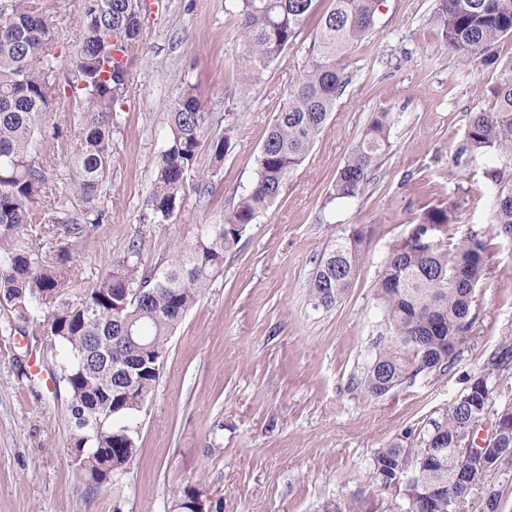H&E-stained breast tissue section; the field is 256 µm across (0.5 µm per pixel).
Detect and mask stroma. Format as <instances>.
<instances>
[{"instance_id": "obj_1", "label": "stroma", "mask_w": 512, "mask_h": 512, "mask_svg": "<svg viewBox=\"0 0 512 512\" xmlns=\"http://www.w3.org/2000/svg\"><path fill=\"white\" fill-rule=\"evenodd\" d=\"M128 87L112 133V170L97 205L105 218L80 239L75 276L101 281L114 262L165 263L205 224L222 222L253 186L257 158L289 85L308 59L307 25L260 82L243 83L234 0H143ZM61 68L71 66L81 0H55ZM436 0H382L373 33L344 58L347 83L306 161L269 210L224 256L222 274L168 343L155 393L130 421L140 452L108 483L67 455V393L33 339L0 312V512H173V494L200 489L222 512H322L347 502L374 454L418 444L492 352L512 346V239L489 222L512 162L463 151L471 113L490 109L498 72L459 64L432 17ZM195 87L206 136L229 133L205 193L187 188L170 223L148 198L169 133L170 103ZM393 113L391 146L352 198L332 187L373 113ZM502 172L501 182L486 176ZM457 201L448 235L486 240V277L452 368L419 374L364 399L358 379L385 332L375 283L392 246L430 206ZM363 234V261L343 299L316 307L310 281L337 235ZM137 254H130V244ZM35 370L34 379L19 368Z\"/></svg>"}]
</instances>
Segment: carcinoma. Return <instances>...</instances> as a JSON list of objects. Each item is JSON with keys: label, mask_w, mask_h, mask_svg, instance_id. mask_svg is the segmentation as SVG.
I'll return each mask as SVG.
<instances>
[{"label": "carcinoma", "mask_w": 512, "mask_h": 512, "mask_svg": "<svg viewBox=\"0 0 512 512\" xmlns=\"http://www.w3.org/2000/svg\"><path fill=\"white\" fill-rule=\"evenodd\" d=\"M315 0H235L242 46L241 80L258 82L273 60L305 27ZM309 49V59L288 87L257 159V178L239 198L224 223L209 224L194 242L176 250L163 266L142 269L122 261L98 284L74 294V246L102 219L95 201L112 169V132L127 80V64L112 59V40L130 46L142 27L141 0H82L73 70L82 86L56 81L59 45L54 37L50 0H0V239L52 238L55 249L43 255L31 248L0 250V311L12 315L19 330L39 337L57 357L56 372L68 394L73 425L70 460L96 484L112 478V465L131 461L139 452L137 433L125 421L152 397L160 371L153 367L187 312L224 267V253L241 240L247 226L280 196L290 176L303 164L335 109L346 83L342 59L372 32L381 0H333ZM433 21L442 40L465 64L499 71L492 108L470 116L465 148L493 150L512 159V60L497 57V41L512 34V0H436ZM69 91L79 101V131L72 140L52 121L54 94ZM206 116L195 88L183 85L170 111V135L157 163L149 196L153 220L166 224L181 205L187 173L195 169ZM394 123L390 112L372 114L360 141L338 172L337 198L360 192L380 158L390 148ZM66 145L68 167L77 194L86 203L74 217L53 193V169L36 156L48 144ZM219 164L230 148L222 135L209 143ZM455 204L424 210L421 224L446 232ZM491 231L512 238V187L497 196ZM486 241L469 234L453 242L443 238L422 248L398 241L382 268L375 296L388 335L357 387L368 399L382 397L405 379L446 370L472 327L470 303L485 276ZM362 257L359 232L336 238L318 262L311 282L315 305L331 308L345 295ZM142 339L123 343L126 323ZM494 370L512 364L505 347L488 360ZM489 404L454 403L445 420L433 424L420 444H391L372 463L393 462L413 475L410 489H440L430 512L458 510L452 490L459 486L458 460L450 454L421 465L423 448L436 441L458 444L464 423Z\"/></svg>", "instance_id": "cac0c4a2"}]
</instances>
